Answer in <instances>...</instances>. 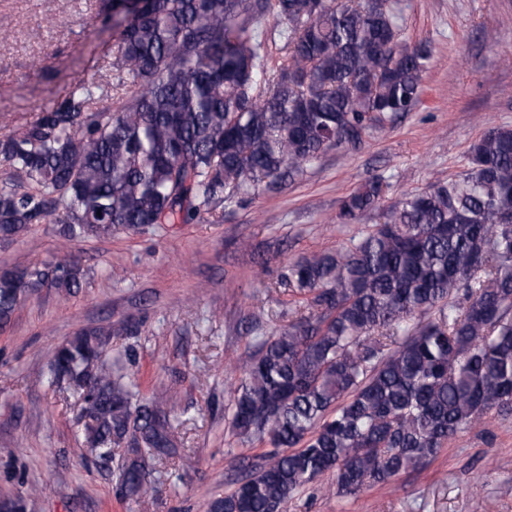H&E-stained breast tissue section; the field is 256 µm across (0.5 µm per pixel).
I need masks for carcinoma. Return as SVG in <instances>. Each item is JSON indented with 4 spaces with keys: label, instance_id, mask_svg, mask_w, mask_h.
<instances>
[{
    "label": "carcinoma",
    "instance_id": "cac0c4a2",
    "mask_svg": "<svg viewBox=\"0 0 512 512\" xmlns=\"http://www.w3.org/2000/svg\"><path fill=\"white\" fill-rule=\"evenodd\" d=\"M124 13L109 73L0 137V241L53 220L68 238L218 221L224 202L275 192L330 150L356 149L419 102L432 51L402 38L390 0H112ZM388 184L345 195L339 224L381 222L288 262L300 296L228 384L231 429L262 451L209 512H285L330 473L351 496L424 466L491 412L512 413V127L473 141L462 169L380 208ZM58 256L0 272V321L46 288L86 283ZM112 326L55 350L89 419L85 441L118 460L121 492L154 491L148 460L178 455L161 394L101 360ZM33 494L5 495L27 512Z\"/></svg>",
    "mask_w": 512,
    "mask_h": 512
}]
</instances>
